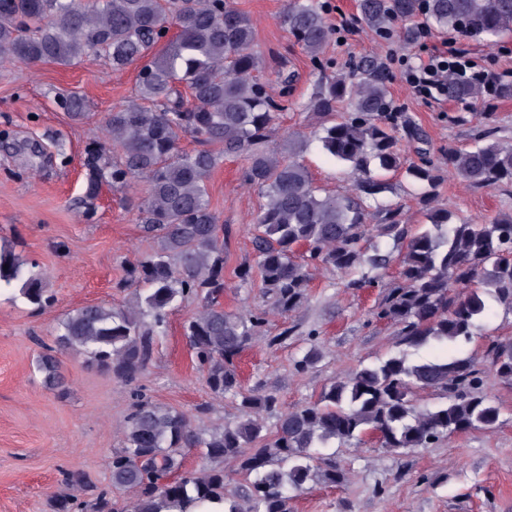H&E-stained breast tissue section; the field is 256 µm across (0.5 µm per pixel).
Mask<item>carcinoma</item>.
Returning a JSON list of instances; mask_svg holds the SVG:
<instances>
[{"instance_id": "cac0c4a2", "label": "carcinoma", "mask_w": 512, "mask_h": 512, "mask_svg": "<svg viewBox=\"0 0 512 512\" xmlns=\"http://www.w3.org/2000/svg\"><path fill=\"white\" fill-rule=\"evenodd\" d=\"M364 22L386 31L403 21L489 42L512 33V0H359ZM279 25L312 60L332 31L319 0H287ZM166 25L176 32L161 40ZM254 26L233 0H0V61H51L70 65L101 53L122 71L139 66L136 98L107 113L103 132L119 149L112 161L88 149L86 196L108 182L125 188L144 179L148 194L137 220L153 251L130 270L137 284L128 304H91L66 313L55 328V346L36 360L45 386L61 390L65 376L57 353L85 358L90 366L134 384L151 365L159 337L177 303L193 298L199 312L183 325L196 368L211 392L239 400L238 420L207 429L184 412L160 405L133 388L134 402L112 453L111 482L134 499L121 505L110 491L80 473L67 480L87 499H49L50 512H193L205 502L224 512H293L294 493L310 483L343 484L346 472L324 461L321 449L350 445L366 434L394 452L427 447L441 437L489 429L499 408L479 392L482 378L470 357L413 362L390 355L332 381L318 400L279 412L274 392L244 391L235 361L266 332L267 311L224 312V235L208 183L226 156L243 155L246 183L266 202L253 225L255 265L242 264V283L258 268L275 309L290 312L306 296L310 271L326 266L345 273L387 267L392 255L362 245L372 217L368 199L387 188L380 172H402L424 188L427 223L412 232L397 209L385 211L377 235L404 247L400 283L377 318L399 327L402 341L469 342L485 310L484 297L512 309V212L474 224L432 206L441 183L421 125L390 111L385 69L363 62L347 73L320 74L308 108L322 118L324 152L347 162L357 192L321 194L300 161L305 140L290 134L272 140L288 110L294 75L280 72L275 98L256 79L262 65L253 50ZM448 98L476 103L484 87L448 76ZM200 148L183 151L181 137ZM487 128L468 148L448 147V165L475 187L512 185V147ZM417 160L404 158L401 140ZM305 247L300 256L295 249ZM18 282L19 297L36 310L54 305L38 263L0 249V283ZM497 375L512 381V342L490 348ZM417 388H433L444 402L419 411ZM276 415L273 427L267 416ZM195 449L209 466L183 469ZM236 462L244 484L231 492L224 461Z\"/></svg>"}]
</instances>
